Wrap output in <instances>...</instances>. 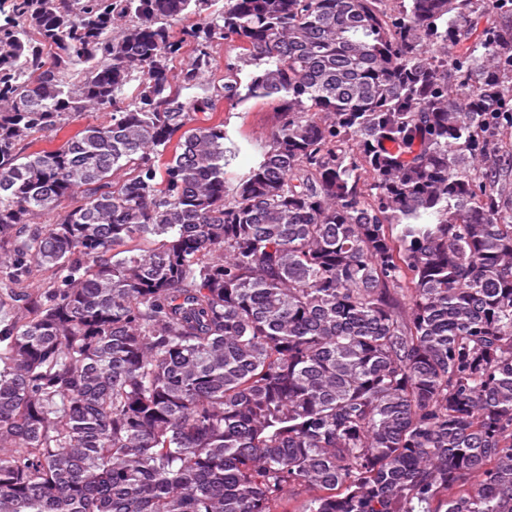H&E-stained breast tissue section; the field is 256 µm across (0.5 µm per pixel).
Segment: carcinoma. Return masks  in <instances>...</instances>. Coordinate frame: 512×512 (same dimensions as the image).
<instances>
[{
  "label": "carcinoma",
  "mask_w": 512,
  "mask_h": 512,
  "mask_svg": "<svg viewBox=\"0 0 512 512\" xmlns=\"http://www.w3.org/2000/svg\"><path fill=\"white\" fill-rule=\"evenodd\" d=\"M396 2L12 0L0 512H512V0ZM215 56V67L214 71L216 78V86H220L224 81L221 76L224 75V66L227 63H236L239 64V68L241 69L238 73V79L241 82L240 91L241 93H245V86L251 80L252 74L257 72V69L254 65H244L243 63L237 62V56L239 54V50L235 48L233 43H224L217 46L214 50ZM217 107L231 138L224 140V149H239L226 170L241 176L262 158L267 136L280 122L279 114L269 102L253 98L238 103L221 99Z\"/></svg>",
  "instance_id": "obj_1"
}]
</instances>
